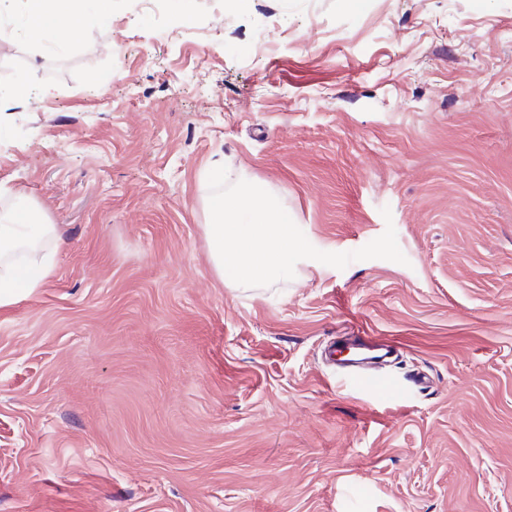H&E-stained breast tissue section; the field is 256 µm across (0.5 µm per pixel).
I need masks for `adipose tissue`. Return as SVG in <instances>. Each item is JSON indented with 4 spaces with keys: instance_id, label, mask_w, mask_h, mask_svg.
<instances>
[{
    "instance_id": "obj_1",
    "label": "adipose tissue",
    "mask_w": 512,
    "mask_h": 512,
    "mask_svg": "<svg viewBox=\"0 0 512 512\" xmlns=\"http://www.w3.org/2000/svg\"><path fill=\"white\" fill-rule=\"evenodd\" d=\"M107 18L106 0H21L25 28L33 36L76 29L90 2ZM57 225L38 218L34 208L19 210L0 221V307L15 303L39 288L56 269L51 245L57 244Z\"/></svg>"
}]
</instances>
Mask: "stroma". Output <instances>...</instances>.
Returning <instances> with one entry per match:
<instances>
[{
  "instance_id": "obj_1",
  "label": "stroma",
  "mask_w": 512,
  "mask_h": 512,
  "mask_svg": "<svg viewBox=\"0 0 512 512\" xmlns=\"http://www.w3.org/2000/svg\"><path fill=\"white\" fill-rule=\"evenodd\" d=\"M111 16L33 41L0 0V84L26 87L0 214L62 233L0 307V512H512V0ZM222 164L315 248L390 224L406 264L224 286L200 229ZM352 319L430 389L341 378L323 350Z\"/></svg>"
}]
</instances>
